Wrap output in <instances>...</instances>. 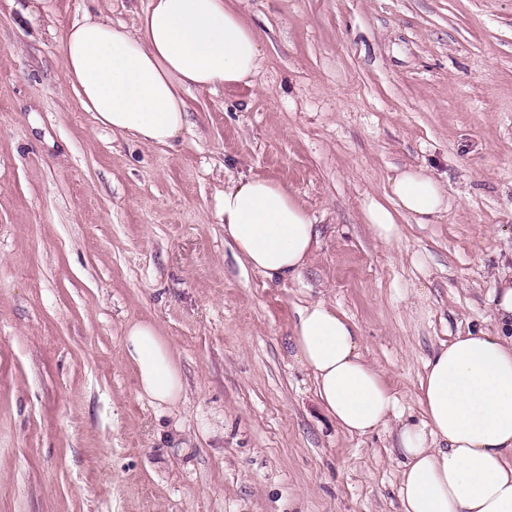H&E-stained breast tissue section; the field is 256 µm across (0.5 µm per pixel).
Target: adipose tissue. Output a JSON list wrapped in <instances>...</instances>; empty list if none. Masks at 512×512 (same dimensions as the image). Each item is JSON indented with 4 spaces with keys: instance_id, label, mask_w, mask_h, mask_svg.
Here are the masks:
<instances>
[{
    "instance_id": "adipose-tissue-1",
    "label": "adipose tissue",
    "mask_w": 512,
    "mask_h": 512,
    "mask_svg": "<svg viewBox=\"0 0 512 512\" xmlns=\"http://www.w3.org/2000/svg\"><path fill=\"white\" fill-rule=\"evenodd\" d=\"M65 77L83 107L112 132L147 145L182 136L190 89L250 84L263 44L235 0H150L137 28L102 15L67 26L59 44ZM448 207L442 183L424 170L396 169L384 199H369L363 221L375 239L401 238L400 217L426 224ZM224 234L244 264L271 280L292 279L309 263L316 226L299 198L261 177L224 187ZM491 328L458 336L427 360L422 416L402 422L403 512H512V279L491 294ZM290 345L313 376L325 413L351 435L385 426L397 399L366 360L359 329L325 300L298 313ZM123 356L139 390L170 405L185 392L172 346L147 321L129 324Z\"/></svg>"
}]
</instances>
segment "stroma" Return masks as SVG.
<instances>
[{
    "label": "stroma",
    "mask_w": 512,
    "mask_h": 512,
    "mask_svg": "<svg viewBox=\"0 0 512 512\" xmlns=\"http://www.w3.org/2000/svg\"><path fill=\"white\" fill-rule=\"evenodd\" d=\"M149 0H0V512H401L396 420L343 432L291 355L299 308L357 325L418 420L424 364L490 327L512 273V0H243L264 45L253 84L192 90L189 124L146 147L66 85L64 29L136 27ZM448 192L397 245L361 218L394 169ZM294 192L318 230L301 275L241 263L225 184ZM152 322L186 386L141 395L122 339Z\"/></svg>",
    "instance_id": "stroma-1"
}]
</instances>
